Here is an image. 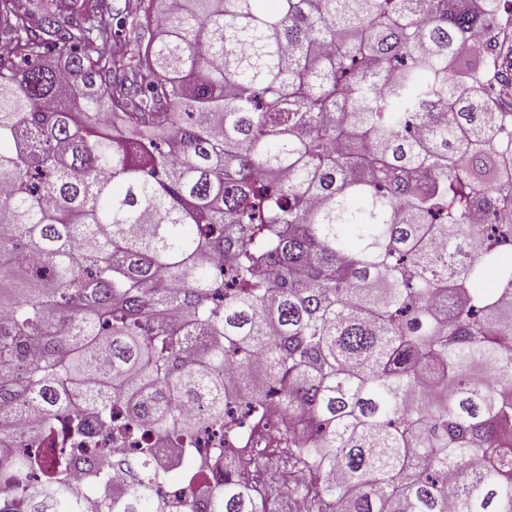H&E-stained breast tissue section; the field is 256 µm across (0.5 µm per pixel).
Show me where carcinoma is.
<instances>
[{
    "label": "carcinoma",
    "instance_id": "carcinoma-1",
    "mask_svg": "<svg viewBox=\"0 0 512 512\" xmlns=\"http://www.w3.org/2000/svg\"><path fill=\"white\" fill-rule=\"evenodd\" d=\"M261 2L0 16V512H81L75 463L129 469L101 512H164L155 448L123 462L83 431L124 408L191 450L270 398L316 512H512V132L495 61L448 76L512 18ZM25 402L78 443L36 485L8 443ZM272 492L226 480L208 512Z\"/></svg>",
    "mask_w": 512,
    "mask_h": 512
}]
</instances>
